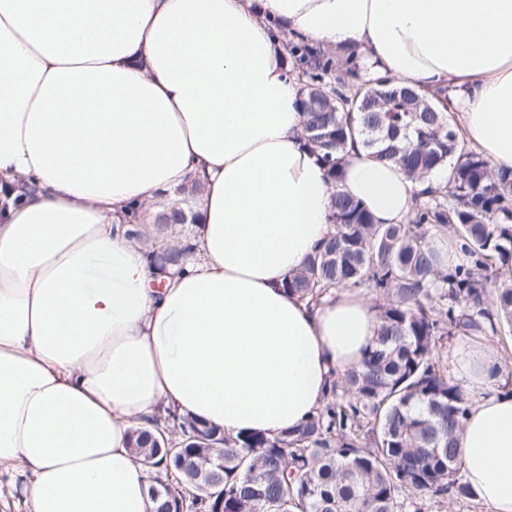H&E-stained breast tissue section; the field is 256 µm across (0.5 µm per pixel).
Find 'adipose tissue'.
Masks as SVG:
<instances>
[{"label":"adipose tissue","instance_id":"1","mask_svg":"<svg viewBox=\"0 0 512 512\" xmlns=\"http://www.w3.org/2000/svg\"><path fill=\"white\" fill-rule=\"evenodd\" d=\"M320 50L447 94L468 144L512 168V0H0V465L33 512H148L129 432L191 417L269 438L321 408L378 330L289 277L344 193L401 224L429 180L303 137L269 19ZM195 196L199 256L162 266L163 215ZM491 345L453 349L473 405L462 469L512 512V390Z\"/></svg>","mask_w":512,"mask_h":512}]
</instances>
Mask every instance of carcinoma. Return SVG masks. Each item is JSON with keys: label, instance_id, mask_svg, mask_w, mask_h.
<instances>
[{"label": "carcinoma", "instance_id": "cac0c4a2", "mask_svg": "<svg viewBox=\"0 0 512 512\" xmlns=\"http://www.w3.org/2000/svg\"><path fill=\"white\" fill-rule=\"evenodd\" d=\"M292 70L305 79L307 145L339 180L342 153L360 139L381 160L422 178L451 165V177L416 200L402 224H375L344 194L335 197L333 231L288 291L311 305L334 291L366 286L380 294L379 329L359 365L332 384L326 406L275 438L227 437L197 420L172 418L136 430L130 448L148 469L152 512H405L408 498L454 504L478 494L464 478L459 439L471 399L440 361L444 337L457 331L512 335V170L493 175L447 109L422 91L396 95L362 80L361 61H333L303 39L286 41ZM334 80H328L329 75ZM452 240L464 259L444 267L434 241ZM179 434L180 458L167 443ZM224 451V469L213 467ZM218 485L214 489L206 481Z\"/></svg>", "mask_w": 512, "mask_h": 512}]
</instances>
